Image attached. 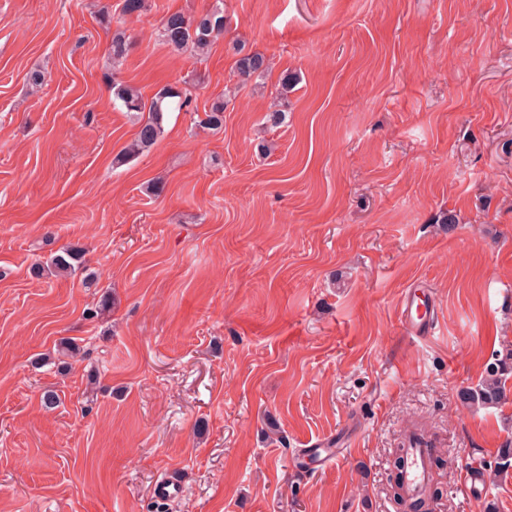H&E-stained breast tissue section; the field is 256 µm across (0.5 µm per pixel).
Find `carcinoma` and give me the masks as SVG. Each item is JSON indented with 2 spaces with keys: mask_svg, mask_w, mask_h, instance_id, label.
I'll return each mask as SVG.
<instances>
[{
  "mask_svg": "<svg viewBox=\"0 0 512 512\" xmlns=\"http://www.w3.org/2000/svg\"><path fill=\"white\" fill-rule=\"evenodd\" d=\"M147 9V0H122L121 14L126 18L139 17ZM224 0H215L212 9L190 17L182 12L166 14L157 30L159 40L171 50L187 53L191 56L204 55L214 39L224 31ZM128 36L118 29L112 34L109 58L112 63L121 62L128 51ZM237 70L245 78L262 77L268 70L266 57L257 52L246 53L237 60ZM297 83V76L285 71L280 76L275 95V109L270 111V119L279 121L282 101L288 98ZM112 105L136 118L138 130L135 138L126 145L116 158V163L124 164L143 152L151 149L164 133L165 114L172 111H190L192 98L179 83H169L160 87L152 96L146 97L134 86L112 79L110 86ZM228 102L224 99L214 101L204 110V117L196 118L195 126L217 131L224 126V110ZM83 248L71 245L60 249L50 257V267L68 275H74L84 265ZM512 375V350L488 364L486 376L475 389L462 392L466 403L479 402L483 405H497L506 396V382Z\"/></svg>",
  "mask_w": 512,
  "mask_h": 512,
  "instance_id": "obj_1",
  "label": "carcinoma"
}]
</instances>
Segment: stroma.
Instances as JSON below:
<instances>
[{
	"label": "stroma",
	"instance_id": "stroma-1",
	"mask_svg": "<svg viewBox=\"0 0 512 512\" xmlns=\"http://www.w3.org/2000/svg\"><path fill=\"white\" fill-rule=\"evenodd\" d=\"M213 2L148 0L114 67L122 0H0V512H397L417 444L436 512H512V467L462 479L512 441V379L499 406L460 397L512 349V0H224L205 56L158 40ZM111 75L226 97L224 126L167 113L113 166L137 127ZM69 244L85 274L35 275ZM418 280L426 338L398 314ZM171 468L183 493L154 501ZM237 70L245 78L263 77L268 70L267 59L261 53H246L237 60ZM399 315L410 335L427 337L435 332L438 323L437 309L431 303L427 284L417 282L403 291Z\"/></svg>",
	"mask_w": 512,
	"mask_h": 512
}]
</instances>
